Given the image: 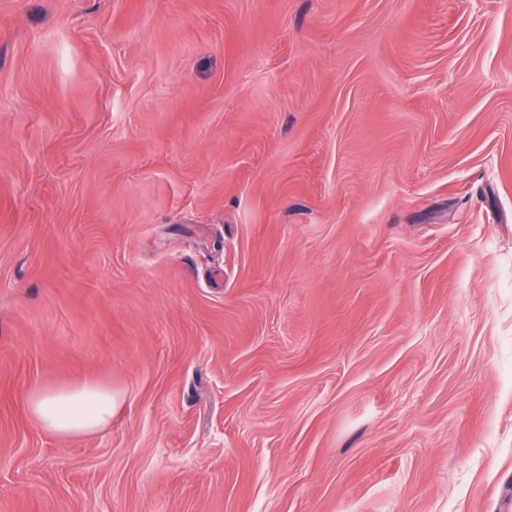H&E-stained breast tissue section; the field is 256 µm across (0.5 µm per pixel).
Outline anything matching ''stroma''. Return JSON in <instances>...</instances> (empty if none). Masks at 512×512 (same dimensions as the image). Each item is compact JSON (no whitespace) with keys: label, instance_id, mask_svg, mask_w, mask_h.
<instances>
[{"label":"stroma","instance_id":"1","mask_svg":"<svg viewBox=\"0 0 512 512\" xmlns=\"http://www.w3.org/2000/svg\"><path fill=\"white\" fill-rule=\"evenodd\" d=\"M511 497L512 0H0V512ZM116 398L112 388L88 382L40 390L28 400V412L45 431L73 437L94 432L112 420Z\"/></svg>","mask_w":512,"mask_h":512}]
</instances>
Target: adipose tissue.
<instances>
[{
    "instance_id": "obj_1",
    "label": "adipose tissue",
    "mask_w": 512,
    "mask_h": 512,
    "mask_svg": "<svg viewBox=\"0 0 512 512\" xmlns=\"http://www.w3.org/2000/svg\"><path fill=\"white\" fill-rule=\"evenodd\" d=\"M116 398L111 388L88 382L40 390L28 400V412L45 431L60 437L94 432L112 419Z\"/></svg>"
}]
</instances>
